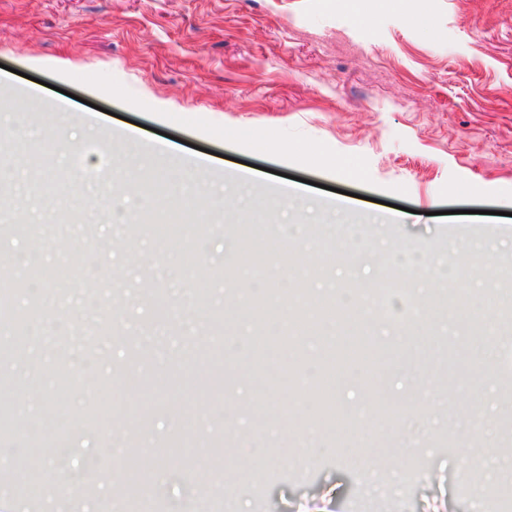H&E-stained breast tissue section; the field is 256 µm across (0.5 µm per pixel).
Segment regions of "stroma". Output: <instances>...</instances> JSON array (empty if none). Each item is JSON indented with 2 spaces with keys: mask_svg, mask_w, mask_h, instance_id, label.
I'll use <instances>...</instances> for the list:
<instances>
[{
  "mask_svg": "<svg viewBox=\"0 0 512 512\" xmlns=\"http://www.w3.org/2000/svg\"><path fill=\"white\" fill-rule=\"evenodd\" d=\"M0 64L9 68L0 113L18 100L28 108L25 120L0 125V512L27 499L19 453L46 462L64 512L134 503L197 512V490L211 484L248 512H295L326 495L331 512H422L437 496L443 512H474L449 413L483 414L512 457L501 360L482 366L477 392L439 374L467 359L468 337L446 331L423 358L382 338L414 324L409 270L438 269L426 283L434 295L448 279L512 293V0H0ZM64 91L79 97L78 111L100 107L94 132L57 112ZM47 127L79 151L57 157ZM130 128L143 148L129 190L74 207L72 186L92 192L108 180ZM165 134L182 154L205 150L209 167L180 181L151 148ZM302 144L321 161L308 162ZM340 161L359 177L340 175ZM254 166L251 187L235 182L238 168ZM286 174L302 180L289 203L279 195ZM340 190L347 210L334 239L325 226L338 218L326 206ZM396 205L407 215L393 216ZM228 212L252 229L259 262H248L250 240L231 232ZM147 216L186 230L132 232ZM474 246L482 266L458 267L457 254ZM356 253L372 262L347 271L351 294L389 285L388 314L337 306L329 332L307 326L322 304L319 281ZM274 263L291 275L262 281ZM242 277L259 282L254 300L269 318L289 324L262 350L224 301ZM352 336L359 349L343 367L355 398L364 412L388 413L363 449L402 473L397 491L368 486L329 426L325 449L301 469L268 438L273 415L246 436L265 465L246 476L215 468L216 449L235 458L238 445L204 425L224 417L237 387L308 412L326 350ZM369 349L386 358L380 389L368 379ZM280 352L309 384L280 388L271 359ZM410 420L422 425L414 457L396 437ZM130 422L141 446L109 458ZM182 443L190 456L131 480L129 458Z\"/></svg>",
  "mask_w": 512,
  "mask_h": 512,
  "instance_id": "stroma-1",
  "label": "stroma"
}]
</instances>
